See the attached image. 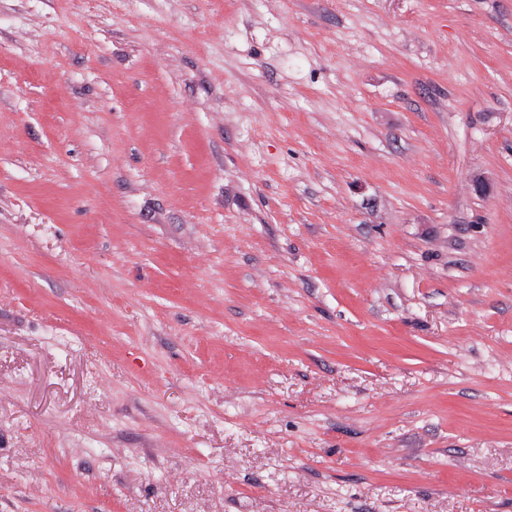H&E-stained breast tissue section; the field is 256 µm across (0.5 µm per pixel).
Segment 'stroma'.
I'll list each match as a JSON object with an SVG mask.
<instances>
[{
    "label": "stroma",
    "mask_w": 512,
    "mask_h": 512,
    "mask_svg": "<svg viewBox=\"0 0 512 512\" xmlns=\"http://www.w3.org/2000/svg\"><path fill=\"white\" fill-rule=\"evenodd\" d=\"M0 512H512V0H0Z\"/></svg>",
    "instance_id": "1"
}]
</instances>
